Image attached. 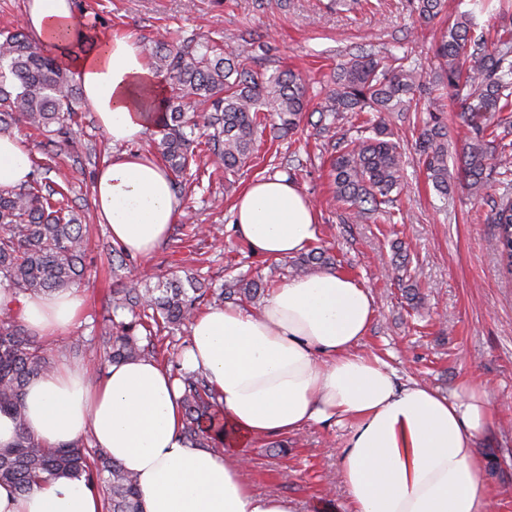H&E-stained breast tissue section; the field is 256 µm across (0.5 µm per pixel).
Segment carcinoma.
<instances>
[{"label": "carcinoma", "instance_id": "1", "mask_svg": "<svg viewBox=\"0 0 512 512\" xmlns=\"http://www.w3.org/2000/svg\"><path fill=\"white\" fill-rule=\"evenodd\" d=\"M421 22L429 24L443 11L444 0H411ZM56 48L34 41L21 29L0 31V135L21 124L66 145L80 126L82 96L66 58L90 52L101 44L96 26L76 22ZM435 77L404 57L365 53L350 58L333 75L336 85L320 130L337 121L359 122L360 134L339 138L332 160L334 199L361 219L386 212L404 191L403 159L394 133L382 120L385 112H417V146L428 181L448 198V124L444 92L451 91L461 106L459 119L468 137L457 159V179L470 196H483L491 173L512 175V148L497 134L500 112H512V18H506L496 40L471 23L466 15L448 23L435 41ZM151 66L168 75L179 94L164 97L155 123L161 138L152 141L153 154L168 170L173 188L185 189L186 175L196 153L213 155L224 175H233L251 157L260 127L272 122L283 134H293L307 111L306 89L299 75L281 70L269 76L253 71L254 42L244 41L229 54L215 46L196 48L156 46ZM210 103L199 131L186 102ZM71 193L66 178L51 186L42 177L17 188H0V289L14 297L65 290L85 279L84 244L88 227L64 206ZM490 222L496 227L499 262L512 277V198L493 201ZM332 265L327 251L311 249L297 257L291 273L309 266ZM257 280H233L208 291L194 277H171L149 286L131 279L112 293V314L129 311L131 320L111 321L91 339L75 336L60 348L62 357L89 355L99 371L134 358L157 359L154 337L179 331L195 317L206 295L222 303L236 296L254 299ZM52 360L36 337L8 310L0 312V413L14 416L18 437L0 449V484L28 493L61 476L83 479L105 488V512H143L137 477L103 451L82 440L47 448L25 426L23 394L33 379L48 374ZM182 391V441L202 448L224 447V426L216 419L218 393L195 371L176 374Z\"/></svg>", "mask_w": 512, "mask_h": 512}]
</instances>
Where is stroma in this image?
Masks as SVG:
<instances>
[{"label":"stroma","instance_id":"obj_1","mask_svg":"<svg viewBox=\"0 0 512 512\" xmlns=\"http://www.w3.org/2000/svg\"><path fill=\"white\" fill-rule=\"evenodd\" d=\"M328 0H73L77 20L102 34L131 35L141 51L159 42L194 40L231 50L254 37L264 44L254 69L270 74L290 69L305 81L308 114L296 134L258 138V148L232 188L213 176L210 157L198 158L199 185L179 193L180 213L168 239L150 256L128 259L124 269L108 263L112 240L100 224L91 195L103 159L119 154L98 126L90 106L81 112L82 132L71 146L56 149L47 137L26 128L13 134L33 162L55 158L72 183L67 203L89 224L87 277L78 289L85 310L73 335L98 334L113 315L108 299L127 278L154 282L156 275L194 273L211 288L229 274L259 278L273 289L290 276L291 258L255 255L238 238L232 204L251 181L279 175L280 165L296 170V186L318 212V243L335 259V269L367 288L376 317L360 349L384 359L399 383L425 382L445 395L466 381H479L501 407L476 454L485 460L484 480L495 512H512V280L501 272L496 228L490 224L491 201L504 191L493 183L486 197L472 198L453 188L441 198L428 184L415 148L416 123L411 112H391L385 120L399 142L406 188L397 203L403 219L390 224L356 221L332 204L330 151L315 124L333 84L336 66L349 54L372 51L408 55L423 71L434 67L433 35L448 20L470 10V0H447L444 16L423 24L410 0H362L349 11H335ZM201 234L188 237L190 225ZM410 258L418 299L409 302L398 281L396 250ZM347 426L312 425L282 438L249 445V478L254 491L288 499L293 512H347L340 480V457Z\"/></svg>","mask_w":512,"mask_h":512}]
</instances>
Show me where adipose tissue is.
Returning <instances> with one entry per match:
<instances>
[{
  "label": "adipose tissue",
  "mask_w": 512,
  "mask_h": 512,
  "mask_svg": "<svg viewBox=\"0 0 512 512\" xmlns=\"http://www.w3.org/2000/svg\"><path fill=\"white\" fill-rule=\"evenodd\" d=\"M74 23L71 0H27L24 24L43 42ZM71 67L122 148L97 171V214L114 245L149 256L169 236L179 201L164 166L128 146L151 128L163 81L128 36L107 38ZM31 170L20 141L0 135V188L24 183ZM232 211L237 234L263 256L297 254L318 236L314 206L281 177L249 183ZM84 304L74 288L18 303L0 290V309L17 306L39 336L69 332ZM375 315L367 288L336 271L288 279L257 311L227 304L197 315L181 364L219 393L218 451L182 442L178 380L152 359L120 362L100 377L65 365L33 379L26 427L48 447L91 438L136 474L144 512H291L287 499L251 489L244 447L331 422L349 428L340 450L348 512H492L474 453L498 410L491 392L470 382L451 396L423 382L397 385L380 357L359 350ZM0 512H104L103 494L67 477L26 494L0 485Z\"/></svg>",
  "instance_id": "1"
}]
</instances>
